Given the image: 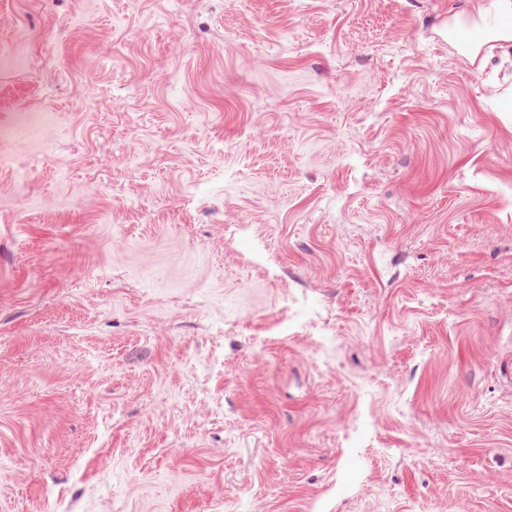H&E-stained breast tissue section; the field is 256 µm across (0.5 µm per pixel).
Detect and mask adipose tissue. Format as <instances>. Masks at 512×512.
<instances>
[{
  "mask_svg": "<svg viewBox=\"0 0 512 512\" xmlns=\"http://www.w3.org/2000/svg\"><path fill=\"white\" fill-rule=\"evenodd\" d=\"M463 15L476 35L471 59L512 55V0H472Z\"/></svg>",
  "mask_w": 512,
  "mask_h": 512,
  "instance_id": "ef3b65f1",
  "label": "adipose tissue"
}]
</instances>
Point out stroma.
I'll return each instance as SVG.
<instances>
[{
  "label": "stroma",
  "mask_w": 512,
  "mask_h": 512,
  "mask_svg": "<svg viewBox=\"0 0 512 512\" xmlns=\"http://www.w3.org/2000/svg\"><path fill=\"white\" fill-rule=\"evenodd\" d=\"M465 2L0 0V512H512Z\"/></svg>",
  "instance_id": "stroma-1"
}]
</instances>
